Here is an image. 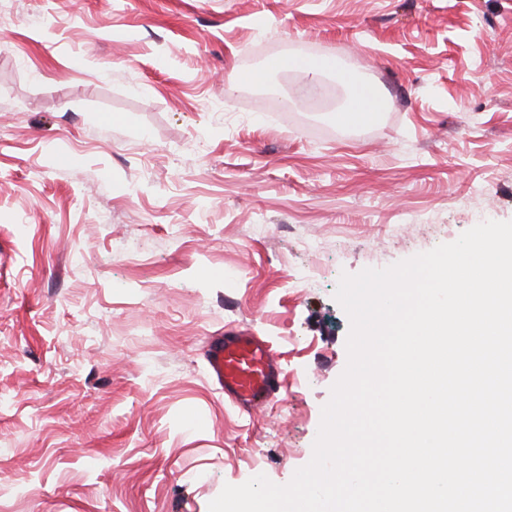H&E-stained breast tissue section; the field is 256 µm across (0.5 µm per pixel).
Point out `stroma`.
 I'll return each mask as SVG.
<instances>
[{
    "label": "stroma",
    "instance_id": "obj_1",
    "mask_svg": "<svg viewBox=\"0 0 512 512\" xmlns=\"http://www.w3.org/2000/svg\"><path fill=\"white\" fill-rule=\"evenodd\" d=\"M334 61L239 77L279 55ZM380 88L342 129L346 77ZM512 221V0H0V512H208L312 457L342 274ZM271 342L254 412L209 344Z\"/></svg>",
    "mask_w": 512,
    "mask_h": 512
}]
</instances>
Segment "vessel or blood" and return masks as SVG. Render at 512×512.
<instances>
[{
  "mask_svg": "<svg viewBox=\"0 0 512 512\" xmlns=\"http://www.w3.org/2000/svg\"><path fill=\"white\" fill-rule=\"evenodd\" d=\"M206 360L211 378L225 395L251 409L278 398V360L269 343L238 336L209 348Z\"/></svg>",
  "mask_w": 512,
  "mask_h": 512,
  "instance_id": "obj_1",
  "label": "vessel or blood"
}]
</instances>
